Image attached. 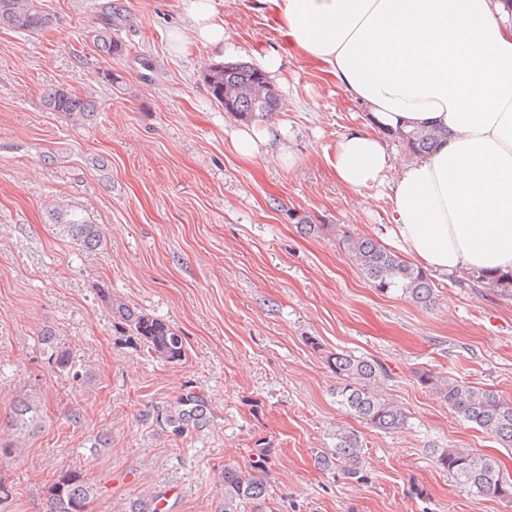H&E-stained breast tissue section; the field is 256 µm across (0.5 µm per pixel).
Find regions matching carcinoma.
<instances>
[{"instance_id": "1", "label": "carcinoma", "mask_w": 512, "mask_h": 512, "mask_svg": "<svg viewBox=\"0 0 512 512\" xmlns=\"http://www.w3.org/2000/svg\"><path fill=\"white\" fill-rule=\"evenodd\" d=\"M52 14L44 10L40 0H0V26L18 32L36 33L51 26ZM96 40L110 56L125 51L124 44L112 36V24L99 29ZM240 84H251L268 75L256 65L247 62L231 64L229 75H224V65L217 64L204 75L213 101L224 106V79ZM46 107L62 112L76 120L89 119L97 111L96 104L77 96L64 88H52L45 92ZM235 116L244 122L264 120L283 108L281 98L256 103L242 98L234 105ZM448 132L433 127H422L392 134L404 150L410 154H426ZM53 219L64 224L71 235L88 248L102 244L101 231L96 224L76 219L64 212H56ZM297 223L309 233L324 230L338 232L342 245L351 261L366 279L380 292L392 290L405 299L428 309L434 303V283L431 275L421 267L403 259L368 237H353L338 230L334 224H315L307 215L298 216ZM101 297L110 305L113 327L125 340L143 348L149 356L168 363H178L186 357V346L180 334L166 321L136 311L109 289H99ZM43 353L47 364L60 373L75 370L74 350L62 342L56 334L46 329L41 334ZM328 364L336 375V401L350 414L362 419L371 427L392 433L405 427L407 415L396 404L377 392V383L385 375L378 361L348 353H336L328 357ZM421 385L442 395L448 407L465 422L481 429L504 447H512V404L501 399L497 392L474 386L469 382L445 378L431 371L420 373ZM41 402L30 397L18 400L9 414V422L19 432H33L41 428ZM142 421L154 427L155 432L173 440H187L210 426L212 412L207 397L196 390H185L163 406H150L141 414ZM439 467L452 474L473 495L493 496L512 502V482L504 478L502 468L492 456L473 453L466 448H441L434 450ZM318 466L335 469L345 478L365 482L370 479L363 457L360 436L352 430L338 429L334 447L316 457ZM95 483L82 470L60 471L49 486L45 512H88L94 497ZM267 485L252 474L227 465L224 467V506L220 512H245V506L266 498ZM164 500L161 493L132 503L128 512H160L157 504Z\"/></svg>"}]
</instances>
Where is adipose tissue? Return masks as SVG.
<instances>
[{"instance_id":"1","label":"adipose tissue","mask_w":512,"mask_h":512,"mask_svg":"<svg viewBox=\"0 0 512 512\" xmlns=\"http://www.w3.org/2000/svg\"><path fill=\"white\" fill-rule=\"evenodd\" d=\"M288 45L369 114L325 157L337 180L388 189L399 248L424 269L512 274V15L502 0H257ZM192 41L220 48L213 0H190ZM450 130L396 160L399 129Z\"/></svg>"}]
</instances>
